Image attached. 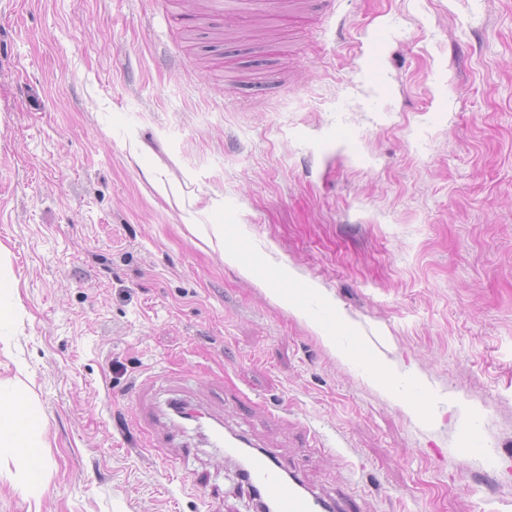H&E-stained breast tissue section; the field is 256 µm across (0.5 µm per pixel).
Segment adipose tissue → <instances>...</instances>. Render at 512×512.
<instances>
[{
	"label": "adipose tissue",
	"instance_id": "ef3b65f1",
	"mask_svg": "<svg viewBox=\"0 0 512 512\" xmlns=\"http://www.w3.org/2000/svg\"><path fill=\"white\" fill-rule=\"evenodd\" d=\"M41 430V418L28 405L21 385L0 383V454L23 457L30 487L41 481Z\"/></svg>",
	"mask_w": 512,
	"mask_h": 512
}]
</instances>
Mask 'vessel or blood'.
Returning <instances> with one entry per match:
<instances>
[{
	"instance_id": "vessel-or-blood-1",
	"label": "vessel or blood",
	"mask_w": 512,
	"mask_h": 512,
	"mask_svg": "<svg viewBox=\"0 0 512 512\" xmlns=\"http://www.w3.org/2000/svg\"><path fill=\"white\" fill-rule=\"evenodd\" d=\"M211 443L229 458L237 449H249L245 483L271 512H348L311 491L297 474L286 472L274 454L253 447L251 440L222 423L212 425Z\"/></svg>"
}]
</instances>
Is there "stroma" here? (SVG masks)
I'll return each instance as SVG.
<instances>
[{
    "mask_svg": "<svg viewBox=\"0 0 512 512\" xmlns=\"http://www.w3.org/2000/svg\"><path fill=\"white\" fill-rule=\"evenodd\" d=\"M186 13L0 0V382L44 443L0 512H253L173 402L360 512H512V0ZM14 288L16 286L13 282L0 278V343L3 344L6 343L8 336H2V329L7 327V323L12 320L17 311V304L13 301H6L5 295H12Z\"/></svg>",
    "mask_w": 512,
    "mask_h": 512,
    "instance_id": "obj_1",
    "label": "stroma"
}]
</instances>
